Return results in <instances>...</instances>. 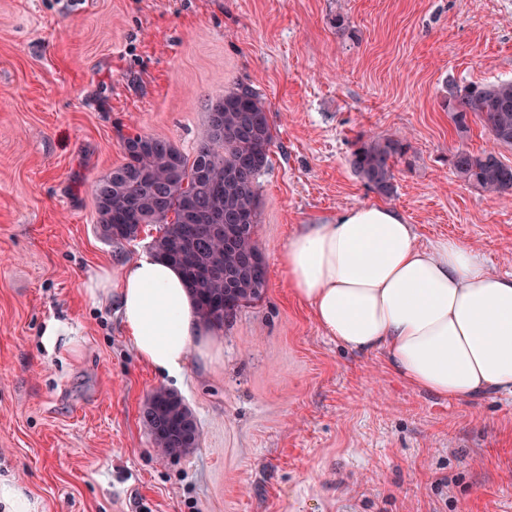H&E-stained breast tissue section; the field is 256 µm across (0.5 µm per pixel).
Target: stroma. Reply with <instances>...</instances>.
Here are the masks:
<instances>
[{
    "mask_svg": "<svg viewBox=\"0 0 512 512\" xmlns=\"http://www.w3.org/2000/svg\"><path fill=\"white\" fill-rule=\"evenodd\" d=\"M68 2L0 0V475L42 512H512V396L410 386L382 353L327 336L278 265L303 225L383 203L419 244L458 239L512 274V197L448 164L493 140L477 122L459 134L442 107L448 82L512 80V0ZM241 85L274 127L257 179L269 285L224 326L220 358L162 378L117 304L83 289L159 228L109 243L92 185L130 135L193 154L207 103ZM362 136L410 144L389 196L349 165ZM53 317L80 357L44 349ZM159 389L200 426L177 458L141 421Z\"/></svg>",
    "mask_w": 512,
    "mask_h": 512,
    "instance_id": "obj_1",
    "label": "stroma"
}]
</instances>
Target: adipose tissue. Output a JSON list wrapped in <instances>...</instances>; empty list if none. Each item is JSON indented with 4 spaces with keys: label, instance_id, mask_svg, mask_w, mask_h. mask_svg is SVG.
Masks as SVG:
<instances>
[{
    "label": "adipose tissue",
    "instance_id": "1",
    "mask_svg": "<svg viewBox=\"0 0 512 512\" xmlns=\"http://www.w3.org/2000/svg\"><path fill=\"white\" fill-rule=\"evenodd\" d=\"M278 263L328 336L383 352L411 386L457 400L512 395V275L491 273L466 243L419 244L395 209L368 204L304 225ZM85 292L117 301L137 357L159 376L221 354V329L197 319L181 273L152 254L94 271Z\"/></svg>",
    "mask_w": 512,
    "mask_h": 512
}]
</instances>
